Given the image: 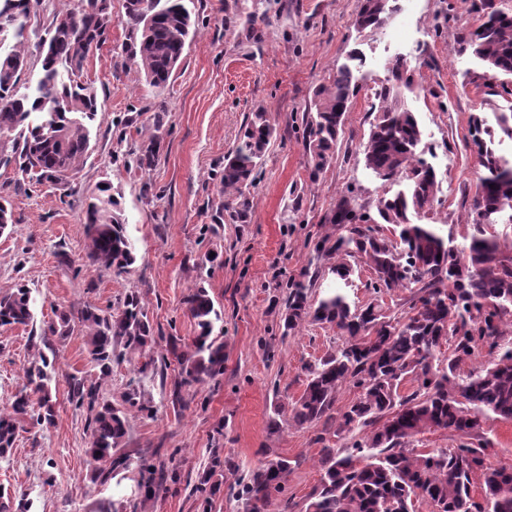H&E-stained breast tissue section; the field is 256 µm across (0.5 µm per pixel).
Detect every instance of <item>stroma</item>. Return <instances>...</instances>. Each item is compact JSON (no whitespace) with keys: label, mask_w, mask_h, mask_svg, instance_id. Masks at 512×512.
Masks as SVG:
<instances>
[{"label":"stroma","mask_w":512,"mask_h":512,"mask_svg":"<svg viewBox=\"0 0 512 512\" xmlns=\"http://www.w3.org/2000/svg\"><path fill=\"white\" fill-rule=\"evenodd\" d=\"M111 4L112 30L86 66L99 112L94 151L76 184H38L14 168H0V198L15 224L13 233L0 235V291L29 288L39 325L88 305H116L135 291L153 327L152 341L142 353L125 351L116 341L125 357L102 378L83 332L53 340L46 357L55 421L47 427L24 421L13 448L0 455V488L28 494L31 512H98L118 491L122 512H242L231 491L238 472L278 454L293 466L271 510L299 512L320 480L317 438L323 426L284 421L274 431L269 422L278 405L303 392L305 365L333 351L339 338L318 323L283 335L289 286L307 265L314 242L337 233L325 218L346 190L371 211L387 190L365 168L362 145L376 93L396 58L407 60L413 81L406 101L423 130L419 151L442 183L424 221L463 243L471 231L477 167L470 117L508 106L505 97L486 92L483 67L457 53L461 28L477 25L478 18L466 0H411L408 16L395 12L380 29L362 30L356 25L361 0H195L196 36L159 91L123 51L124 0ZM353 53L359 56L358 90L336 156L313 181L303 117ZM257 110L268 113L276 132L251 194V219L206 232L219 201L216 176L247 115ZM158 111L166 114L158 164L144 175L127 171L126 153L138 147L142 123ZM103 180L121 195L136 248V262L122 276L86 257L85 211ZM212 251L221 253L220 264L206 263ZM201 280L223 314L224 373L183 385L176 355L196 334L184 300ZM147 353L167 363L142 377L138 370ZM34 354L27 328L0 327V411L23 389ZM74 376L99 380L103 395L125 412L124 452L170 476L166 491L144 501L132 479L105 485L93 480L85 453L87 411L71 400ZM135 377L139 395L131 404L125 394ZM176 389L179 405L172 402ZM216 454L233 470L209 474Z\"/></svg>","instance_id":"obj_1"}]
</instances>
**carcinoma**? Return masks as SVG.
Masks as SVG:
<instances>
[{"label": "carcinoma", "mask_w": 512, "mask_h": 512, "mask_svg": "<svg viewBox=\"0 0 512 512\" xmlns=\"http://www.w3.org/2000/svg\"><path fill=\"white\" fill-rule=\"evenodd\" d=\"M41 0H0V166L12 167L38 184L70 185L83 169L91 149L98 113L94 82L84 78L92 50L103 44L112 28L111 0H75L55 15L46 37L37 45L41 72L35 83L22 86L20 76L29 59L27 30L31 9ZM392 0H362L356 20L363 29H376ZM194 0H124L129 43L125 52L143 73L146 83L163 90L181 62L196 32ZM479 25L457 36V53L477 60L485 69L489 92L509 95L512 78V7L504 0H471ZM407 62L389 63L388 77L377 93L381 106L363 143L366 169L395 187L381 196L377 215L345 196L328 223L344 232L325 237L313 248V259L336 262L324 269L307 265L293 281L282 316L283 335L306 322L336 328V351L305 367L301 396L278 407L277 415L297 426L336 422L334 435L344 436L334 449L320 435L321 478L308 495L303 512H512V467L486 464L490 441L483 436L484 420H512V238L498 225L512 224V162L494 147L489 121L471 116L469 134L482 177L473 198L472 232L462 245L444 236L434 224L422 222L431 208L439 181L435 170L418 154L422 133L417 118L405 107L411 83ZM357 78L348 64L336 68L330 87L317 94L314 111L305 118V147L316 177L336 153L345 113ZM164 113L154 114L127 169L146 173L158 162ZM275 129L264 112L246 117L236 145L224 157L220 197L214 225L245 224L251 215V190ZM113 186L102 181L88 203L86 257L121 275L135 263L134 245ZM371 268L376 294L410 291L400 310L375 299L351 303L343 288H332L317 300L313 283L330 272L338 283L353 273L350 260ZM205 279L187 297L196 326L189 350L179 357L182 382H201L224 373V342L214 335L222 314L215 308ZM30 289L20 286L0 294V326L34 324ZM90 337V356L100 375L112 372L114 341L143 350L152 336L148 314L136 292L117 306L101 310L87 306L73 318L65 313L42 329L40 339L67 336L75 325ZM448 355H442V347ZM489 360L480 368L461 371L478 347ZM45 356L25 371L31 393L15 398L11 411L0 413V455L13 447L22 419L50 425L54 403L51 373ZM347 383L359 389L356 399L333 416L336 396ZM412 391L403 393L405 384ZM78 406L90 412V447L95 479L108 483L115 474L135 468L131 456L120 452L127 434L124 412L100 397L98 385L71 379ZM458 435L455 448L414 447L426 432ZM291 470L288 458L275 455L240 476L233 490L243 512H270L275 495ZM480 485L481 499L474 496Z\"/></svg>", "instance_id": "cac0c4a2"}]
</instances>
